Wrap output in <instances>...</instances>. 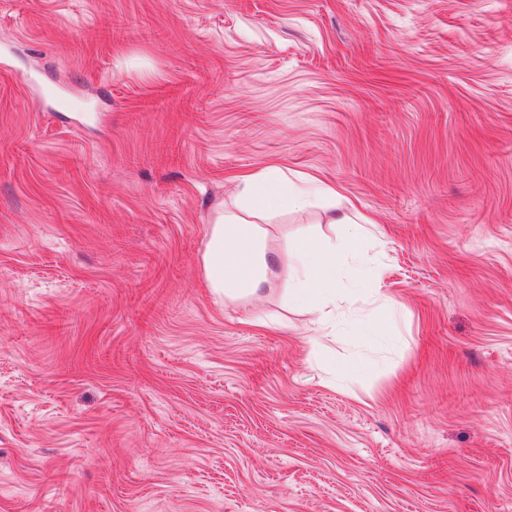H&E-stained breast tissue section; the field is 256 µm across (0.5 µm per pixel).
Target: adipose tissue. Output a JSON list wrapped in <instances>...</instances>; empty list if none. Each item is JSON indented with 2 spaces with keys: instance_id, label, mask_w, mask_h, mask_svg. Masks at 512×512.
<instances>
[{
  "instance_id": "ef3b65f1",
  "label": "adipose tissue",
  "mask_w": 512,
  "mask_h": 512,
  "mask_svg": "<svg viewBox=\"0 0 512 512\" xmlns=\"http://www.w3.org/2000/svg\"><path fill=\"white\" fill-rule=\"evenodd\" d=\"M237 196L209 228L200 263L207 288L219 300L259 297L281 270H288V299L315 322L330 323L339 305H353L355 289L339 285L341 258L356 255L361 236L353 227L343 243L330 244L300 229L274 251H267L256 219L309 204L329 194L321 181L292 183L276 168L237 175Z\"/></svg>"
}]
</instances>
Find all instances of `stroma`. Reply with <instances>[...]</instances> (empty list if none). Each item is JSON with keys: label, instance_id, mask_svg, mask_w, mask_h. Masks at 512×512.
I'll return each mask as SVG.
<instances>
[{"label": "stroma", "instance_id": "35a3bbf8", "mask_svg": "<svg viewBox=\"0 0 512 512\" xmlns=\"http://www.w3.org/2000/svg\"><path fill=\"white\" fill-rule=\"evenodd\" d=\"M267 168L395 314L213 297ZM0 512H512V0H0Z\"/></svg>", "mask_w": 512, "mask_h": 512}]
</instances>
